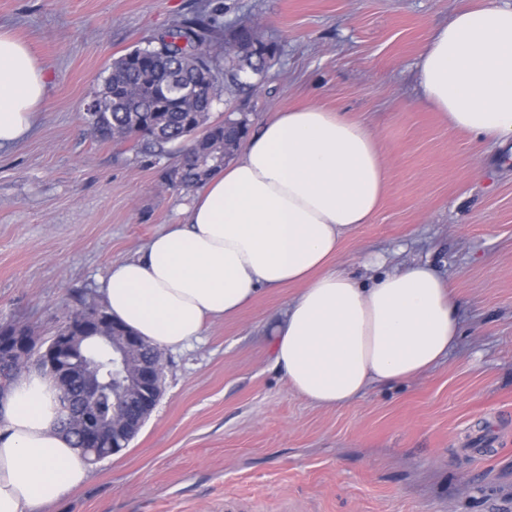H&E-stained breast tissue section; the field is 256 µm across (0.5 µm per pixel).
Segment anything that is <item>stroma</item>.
<instances>
[{
    "label": "stroma",
    "instance_id": "1",
    "mask_svg": "<svg viewBox=\"0 0 512 512\" xmlns=\"http://www.w3.org/2000/svg\"><path fill=\"white\" fill-rule=\"evenodd\" d=\"M460 0H0V26L47 72L32 132L0 150V325L49 340L103 300L108 269L193 190L171 161L98 140L83 119L113 60L177 20H260L279 57L256 92H222L258 130L308 104L364 122L388 187L337 262L428 263L463 309L460 342L419 378L321 408L273 369L268 337L299 286L261 291L200 340L162 354V393L122 451L43 512H512V148L448 128L417 64Z\"/></svg>",
    "mask_w": 512,
    "mask_h": 512
}]
</instances>
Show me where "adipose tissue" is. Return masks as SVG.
I'll list each match as a JSON object with an SVG mask.
<instances>
[{"instance_id":"1","label":"adipose tissue","mask_w":512,"mask_h":512,"mask_svg":"<svg viewBox=\"0 0 512 512\" xmlns=\"http://www.w3.org/2000/svg\"><path fill=\"white\" fill-rule=\"evenodd\" d=\"M418 79L450 128L512 142V6L479 0L455 12L433 32ZM46 90L29 46L0 28V149L31 130ZM386 188L382 148L363 122L319 105L278 113L197 189L185 223L166 225L112 266L106 307L175 351L260 289L297 284L269 340L291 392L332 408L371 385L412 380L458 343L460 303L447 281L424 262L368 283L334 264ZM59 418L54 382L36 370L0 400V512H41L88 479L89 462Z\"/></svg>"}]
</instances>
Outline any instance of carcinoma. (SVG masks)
<instances>
[{
	"label": "carcinoma",
	"mask_w": 512,
	"mask_h": 512,
	"mask_svg": "<svg viewBox=\"0 0 512 512\" xmlns=\"http://www.w3.org/2000/svg\"><path fill=\"white\" fill-rule=\"evenodd\" d=\"M222 48L224 66L215 49ZM278 59V46L249 17L219 26L202 10L184 17L154 46L134 49L112 64L100 97L87 108L85 119L104 142L145 144L174 158L168 175L171 188L192 189L224 168L247 136L244 118L225 113L210 120L221 87L258 90ZM108 316L105 306L90 304L69 314L56 334L78 325L88 310ZM91 357L100 394L96 406L110 420L119 393L112 377V352L102 337L87 339L77 357Z\"/></svg>",
	"instance_id": "cac0c4a2"
}]
</instances>
